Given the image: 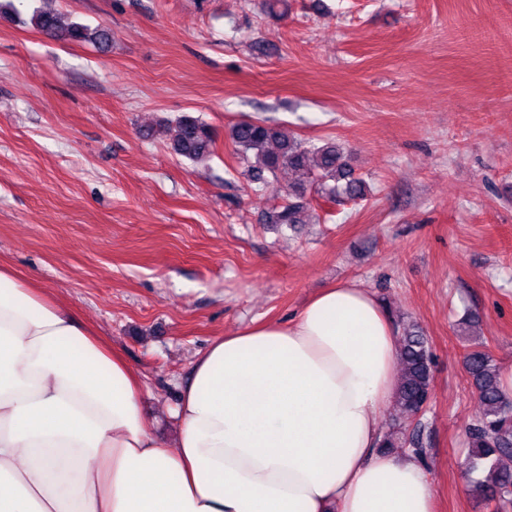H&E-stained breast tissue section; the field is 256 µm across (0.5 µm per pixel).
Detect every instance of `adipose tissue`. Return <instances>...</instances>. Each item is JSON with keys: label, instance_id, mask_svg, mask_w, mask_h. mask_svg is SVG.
<instances>
[{"label": "adipose tissue", "instance_id": "obj_1", "mask_svg": "<svg viewBox=\"0 0 512 512\" xmlns=\"http://www.w3.org/2000/svg\"><path fill=\"white\" fill-rule=\"evenodd\" d=\"M397 355L379 300L325 289L214 339L167 441L123 354L0 267V512H436L416 458L377 448Z\"/></svg>", "mask_w": 512, "mask_h": 512}]
</instances>
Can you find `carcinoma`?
<instances>
[{"mask_svg": "<svg viewBox=\"0 0 512 512\" xmlns=\"http://www.w3.org/2000/svg\"><path fill=\"white\" fill-rule=\"evenodd\" d=\"M30 22L50 38L96 46H105L112 39L105 26L65 24L51 11H33ZM229 138L251 182L263 183L267 176L275 177L284 169L301 175L288 185L283 202L269 212L270 224L292 228L307 223L313 192L329 201L365 197V181L354 176L343 148L333 141H303L268 118L232 125ZM214 144L211 128L199 118L182 115L176 119L171 142L175 154L200 161L212 153ZM398 356L402 372L394 403L404 414L417 416L430 401L434 387L431 346L418 325L408 324L398 333ZM465 365L482 407L481 415L466 426V466L468 472L480 474L474 479V488L483 505L504 507L512 504V469L503 464L505 459L512 460V399L503 391L501 367L483 340L472 339ZM379 447H408L421 460L427 456L420 423L411 432L399 427L384 435Z\"/></svg>", "mask_w": 512, "mask_h": 512, "instance_id": "obj_1", "label": "carcinoma"}]
</instances>
